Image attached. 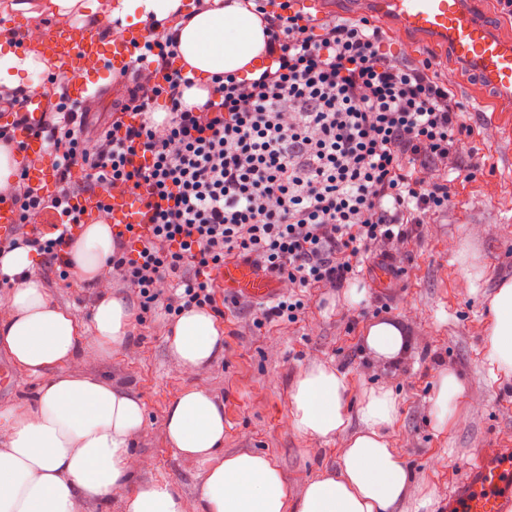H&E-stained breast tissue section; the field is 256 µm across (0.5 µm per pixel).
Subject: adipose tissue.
<instances>
[{
    "label": "adipose tissue",
    "mask_w": 512,
    "mask_h": 512,
    "mask_svg": "<svg viewBox=\"0 0 512 512\" xmlns=\"http://www.w3.org/2000/svg\"><path fill=\"white\" fill-rule=\"evenodd\" d=\"M0 12L33 19L43 15L84 27L137 15L152 36L171 38L175 58L192 87L184 89L185 107L203 106L212 78L233 74L254 79L263 71L266 33L262 19L240 0H5ZM39 28L17 44L0 27V85L15 93L34 91L26 75L47 71L38 46ZM112 253V226L96 220L83 226L69 249L79 280L98 281ZM34 251L20 247L0 258V273L11 279L9 309L0 316V350L17 368L41 379L27 410L0 412L11 432L0 448V512H82L88 500L124 494L126 512H184L181 497L166 483L132 487L131 448L146 422V406L136 395L93 376L60 371V364L80 352L111 354L130 340L134 311L119 296L95 302L89 325L53 306L34 275ZM492 324L485 334L482 364L492 379L512 380V278L501 279L489 298ZM365 348L377 363L397 362L411 338L397 319L369 325ZM168 350L180 367L198 370L224 352V332L213 314L190 310L179 316L167 337ZM345 372L312 363L296 377L288 420L300 435L347 440L337 466L306 482L292 495L277 462L250 450H224V405L208 393L189 388L168 406L164 426L177 455L199 462L204 481L197 512H393L403 500L410 472L391 448L389 436L398 420V401L389 387L364 388L350 401ZM471 395L453 371L440 373L430 399L433 427L444 431Z\"/></svg>",
    "instance_id": "ef3b65f1"
}]
</instances>
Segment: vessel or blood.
Listing matches in <instances>:
<instances>
[{"label": "vessel or blood", "mask_w": 512, "mask_h": 512, "mask_svg": "<svg viewBox=\"0 0 512 512\" xmlns=\"http://www.w3.org/2000/svg\"><path fill=\"white\" fill-rule=\"evenodd\" d=\"M348 6L354 16H382L407 34L448 52L500 101L512 104V40L496 33L483 14L480 0H349ZM148 37L146 29L139 27L131 29L126 40L110 42L103 39L99 30L74 28L54 34L51 40L41 43L39 51L56 64L63 76L81 70L90 61L127 76L135 48ZM48 110L49 103L44 98L28 97L0 112V127L26 142L34 157L27 179L41 190L48 223L58 224L62 218L52 200L60 172L45 162L47 139L40 133ZM104 200L111 206L112 223L145 227L152 222L154 199L147 186L109 200L98 187L84 192L77 205L89 218L97 214ZM224 283L256 300L273 293L268 277L232 262L224 266ZM448 505L452 512H512V460L477 456L469 466L468 476L449 490Z\"/></svg>", "instance_id": "obj_1"}]
</instances>
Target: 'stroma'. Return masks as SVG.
<instances>
[{
  "mask_svg": "<svg viewBox=\"0 0 512 512\" xmlns=\"http://www.w3.org/2000/svg\"><path fill=\"white\" fill-rule=\"evenodd\" d=\"M387 55L408 63L426 57L417 39L377 16ZM436 65L449 79L452 98L476 135L459 150L458 169L448 176V212L419 225L396 256L402 269L387 286L377 283V261L368 260L358 280L368 297L356 308L344 302L340 288L308 291L300 322L271 324L254 330L253 306L242 303L225 310L224 353L205 368L189 372L177 366L167 350L168 330L153 319L133 323L132 339L121 350L67 364V371L93 375L112 386L134 392L146 405L147 421L133 445L138 463L133 486L169 483L186 512H195L204 479L196 462L171 448L164 428L168 403L184 389L205 390L224 404V449H249L271 456L293 492L335 469L344 437L315 441L294 431L287 421L289 394L297 375L320 361L346 372L354 390L370 385L393 388L399 417L390 446L409 466L412 480L396 512H416L421 496H429L426 512H448V491L464 478L477 453L512 452V382H496L482 365L485 333L492 323L488 310L491 285L512 278V108L489 97L464 67L448 55ZM476 162L487 176L469 180ZM481 256L487 286L470 290L456 260L461 243ZM34 272L46 286L50 302L89 323L100 292L77 277L60 279L55 266L38 259ZM387 308L391 318L409 326L415 344L399 370L371 362L363 344L365 327ZM0 411H22L36 392L38 380L19 374L5 352L0 370ZM458 373L476 406L461 404L462 421L448 430H434L429 416L437 375Z\"/></svg>",
  "mask_w": 512,
  "mask_h": 512,
  "instance_id": "stroma-1",
  "label": "stroma"
}]
</instances>
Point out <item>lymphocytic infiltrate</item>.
I'll return each instance as SVG.
<instances>
[{
	"instance_id": "obj_1",
	"label": "lymphocytic infiltrate",
	"mask_w": 512,
	"mask_h": 512,
	"mask_svg": "<svg viewBox=\"0 0 512 512\" xmlns=\"http://www.w3.org/2000/svg\"><path fill=\"white\" fill-rule=\"evenodd\" d=\"M253 2L272 64L252 80L225 76L202 108L182 106L192 81L173 68L170 41L136 53L129 95L94 138L87 113L72 109L67 79H50L43 92L50 155L62 171L54 206L68 223L84 222L74 167L89 186H152L149 234L132 224L113 233L104 280L131 288L141 313L157 320L216 309L212 274L239 258L279 286L259 304L254 328L298 323L308 289L341 287L371 258L393 262L414 225L447 213L448 181L437 169L456 168L460 143L474 134L433 62L388 56L369 19L305 18ZM160 103L168 116L158 126L151 115ZM134 139L152 156L148 170L129 164L125 143ZM0 203L18 215L0 254L29 246L70 277L71 241L40 231L38 189L19 177Z\"/></svg>"
}]
</instances>
